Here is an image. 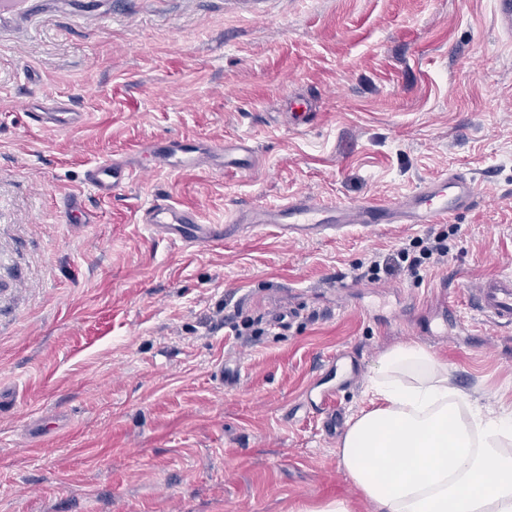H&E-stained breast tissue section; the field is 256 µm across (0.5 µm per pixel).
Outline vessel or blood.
Returning a JSON list of instances; mask_svg holds the SVG:
<instances>
[{"label": "vessel or blood", "instance_id": "vessel-or-blood-1", "mask_svg": "<svg viewBox=\"0 0 512 512\" xmlns=\"http://www.w3.org/2000/svg\"><path fill=\"white\" fill-rule=\"evenodd\" d=\"M43 123L56 129L82 127L85 113L66 106H55L41 113ZM156 165L183 169L196 165L203 156L244 168L243 159L229 156L225 145L201 144L193 139L149 141L141 146ZM133 176L122 161L110 160L92 167L87 181L99 196L114 194ZM478 196L471 178L456 172L423 183L395 203L372 200L357 204H338L303 194L288 196L277 206L261 207L240 213L223 224L199 223L195 212L170 203L154 202L141 213L142 223L154 232L192 247L220 245L244 230L268 229L283 237L299 238L333 235L351 226L374 228L380 224H444L449 218L476 207ZM467 305L496 328H512V275L496 274L482 279L468 292ZM350 370L343 359L329 360L317 379L318 385L345 382Z\"/></svg>", "mask_w": 512, "mask_h": 512}]
</instances>
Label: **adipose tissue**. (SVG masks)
I'll use <instances>...</instances> for the list:
<instances>
[{
  "label": "adipose tissue",
  "mask_w": 512,
  "mask_h": 512,
  "mask_svg": "<svg viewBox=\"0 0 512 512\" xmlns=\"http://www.w3.org/2000/svg\"><path fill=\"white\" fill-rule=\"evenodd\" d=\"M370 410L349 424L340 465L377 512H512V415L466 403L424 346L379 359Z\"/></svg>",
  "instance_id": "obj_1"
}]
</instances>
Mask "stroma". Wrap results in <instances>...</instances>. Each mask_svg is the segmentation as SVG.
Returning a JSON list of instances; mask_svg holds the SVG:
<instances>
[{
	"instance_id": "stroma-1",
	"label": "stroma",
	"mask_w": 512,
	"mask_h": 512,
	"mask_svg": "<svg viewBox=\"0 0 512 512\" xmlns=\"http://www.w3.org/2000/svg\"><path fill=\"white\" fill-rule=\"evenodd\" d=\"M492 0H0V512H373L340 466L386 350L417 343L467 401L512 409V330L480 315L437 335L439 289L512 274V42ZM318 115L295 124L290 98ZM88 115L45 127L34 104ZM238 140L246 168L152 169L141 143ZM133 180L103 198L93 166ZM472 176L448 261L347 295L338 279L437 224L333 239L256 230L185 247L139 221L155 200L200 223L301 193L395 201ZM74 217L66 219V203ZM294 311L275 326L272 316ZM261 333L238 336L231 317ZM358 363L332 403L305 394ZM235 372L220 377V368ZM133 176V169L122 161L110 160L92 167L87 181L99 196H111ZM352 373V369L349 370L348 365L343 361L342 357H336L335 359L329 360L327 364H325L322 368V373L317 378L316 383L310 389L307 399L308 402L316 407L318 406L316 402L312 398V394L315 390H318L323 385H333V383H342L345 382L347 376Z\"/></svg>"
}]
</instances>
